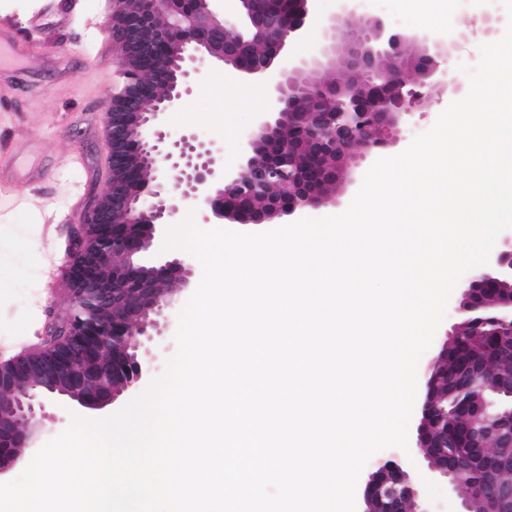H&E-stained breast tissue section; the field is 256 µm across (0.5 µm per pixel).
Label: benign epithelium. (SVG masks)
Instances as JSON below:
<instances>
[{
    "mask_svg": "<svg viewBox=\"0 0 512 512\" xmlns=\"http://www.w3.org/2000/svg\"><path fill=\"white\" fill-rule=\"evenodd\" d=\"M215 0H113L107 31L123 49L124 81L104 112L108 138L109 181L91 197L80 231L69 245L66 261L69 317L49 327L43 347L0 361V476L22 463L24 449L37 439L39 395L65 396L89 409H102L146 374L158 368V357H138L143 338L158 331L152 316L172 306L160 296V284H188L191 261L174 258L145 265L160 229L170 223L183 202L207 209L222 223L270 224L297 210L329 204L326 192L341 182L357 158L386 146L400 134V119L419 94L407 88L408 75L419 84L436 72V58L448 54V43L425 32L387 33L376 21L357 23L346 8L327 27L325 53L341 61L336 81L312 78L319 61L294 57L281 69L268 103L246 145L240 166L226 171L219 148L191 133L171 137L160 127V115L179 107L192 92L199 63H222L244 78L265 79L282 52L309 17V0H294L288 14L264 10L262 0H236L237 15L228 18ZM166 94L154 100L148 86ZM292 130L282 145L283 128ZM182 188L165 191L163 181ZM292 190L285 205L271 193L274 183ZM512 287V234L501 238L489 263L473 271L456 314L468 310L484 283ZM108 317L112 327L98 346L134 365L136 375L114 383L97 368L95 351L74 344L88 325ZM448 355L443 344L424 373L417 447L427 462L424 477L460 488L459 462H448V410L434 398L436 367ZM494 420L473 428L478 448L493 445L505 452L484 462L477 494L496 503L495 512H512V486L495 480L512 469V375L492 389L488 401L469 398L459 408L479 417L487 408ZM420 477L404 466L380 468L367 480L363 512H403L407 503L420 508Z\"/></svg>",
    "mask_w": 512,
    "mask_h": 512,
    "instance_id": "obj_1",
    "label": "benign epithelium"
}]
</instances>
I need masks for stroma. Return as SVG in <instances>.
I'll return each instance as SVG.
<instances>
[{
    "mask_svg": "<svg viewBox=\"0 0 512 512\" xmlns=\"http://www.w3.org/2000/svg\"><path fill=\"white\" fill-rule=\"evenodd\" d=\"M49 0H0V29L13 37L28 36L35 54L14 57L0 66V139L10 149L12 161L0 176L15 180L21 195L0 194V360L11 359L39 346L49 321L66 316L69 301L64 281V263L70 234L80 224L90 193L101 192L108 180L107 144L103 113L120 80L121 51L104 28L111 0H83L87 14L96 18V30L76 23L58 29L53 15H46L40 31L30 32L32 14ZM343 0H312L311 14L296 42L295 51L306 58L319 56L324 22L336 16ZM457 0L448 9V26L435 28L430 17L414 16L404 0H389L386 10L375 13L355 9L356 19H381L391 31H435L446 38L448 31L466 27L467 36L439 61L447 73L459 57L479 55L482 44L503 35L508 21L505 8H498L494 33H485L482 20L485 0H469L468 17H461ZM223 65L206 67L192 95L175 111L161 116L170 135L195 134L214 141L223 150L225 169H235L242 157L247 135L257 113L264 107L267 85L256 81L246 88L224 78ZM457 95L432 87L417 101L401 123L402 132L379 155L359 159L347 181L335 193L334 203L304 210L307 218H322L348 208L363 178L377 156L390 157L411 144V127L429 130L439 114ZM194 286L175 292L173 306L163 312L168 327L163 335L144 341L141 358L160 355L170 359L177 351L175 339L179 314L194 293ZM128 389L101 410H89L59 398L43 399L39 410L38 444L61 434L73 417L101 419L119 410L135 397ZM419 413L408 425V447L387 448L374 454L359 479L367 481L380 463L388 459L406 462L411 469L424 468L417 448Z\"/></svg>",
    "mask_w": 512,
    "mask_h": 512,
    "instance_id": "obj_1",
    "label": "stroma"
}]
</instances>
